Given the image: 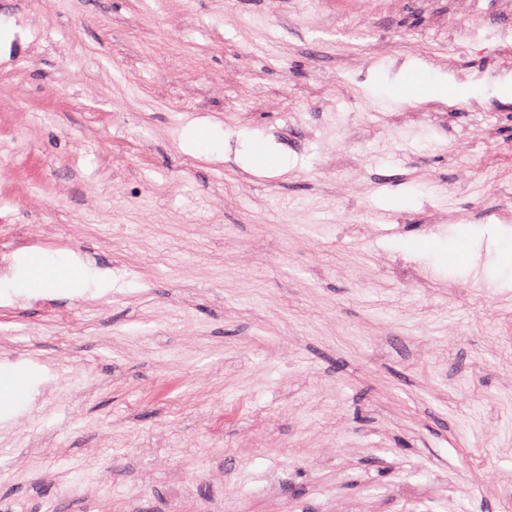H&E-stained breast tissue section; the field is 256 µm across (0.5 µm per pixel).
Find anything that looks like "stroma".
Wrapping results in <instances>:
<instances>
[{"label": "stroma", "instance_id": "obj_1", "mask_svg": "<svg viewBox=\"0 0 512 512\" xmlns=\"http://www.w3.org/2000/svg\"><path fill=\"white\" fill-rule=\"evenodd\" d=\"M0 28V379L31 375L0 512H512L501 0H0ZM413 65L464 95L397 97ZM33 249L111 290L27 291Z\"/></svg>", "mask_w": 512, "mask_h": 512}]
</instances>
